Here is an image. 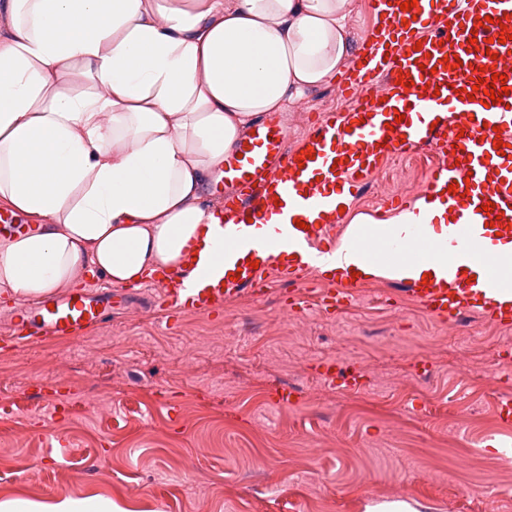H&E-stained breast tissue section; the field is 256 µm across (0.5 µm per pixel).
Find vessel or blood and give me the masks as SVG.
Returning a JSON list of instances; mask_svg holds the SVG:
<instances>
[{
	"label": "vessel or blood",
	"mask_w": 512,
	"mask_h": 512,
	"mask_svg": "<svg viewBox=\"0 0 512 512\" xmlns=\"http://www.w3.org/2000/svg\"><path fill=\"white\" fill-rule=\"evenodd\" d=\"M401 2L369 0L388 23L366 34L362 50L343 66L339 89L352 101L348 111L320 113L294 146L282 117L269 113L225 156L217 179L231 191L215 208L220 236L209 248V271L192 288L178 273L161 280L169 317L210 314L243 293L265 295L274 277L298 280L309 260L327 259L339 244L337 196L354 197L385 161L429 150L437 162L424 194L453 214L443 243L448 273L426 283L403 279L404 290L444 322L475 313L512 324V301L499 300L496 277H459L486 240L512 242V0H417L409 11ZM504 33L509 41H501ZM451 55L459 57V67L448 63ZM495 72L506 75L511 92L490 104L473 82ZM399 113L404 121H396ZM500 141L506 150H497ZM422 232L419 224L403 225L397 235L383 224L356 226L341 244L354 253L400 259L404 241ZM362 286L359 279L340 281L321 295L319 310L350 306ZM123 301L119 289L50 297L37 309H19L14 334L0 344L78 337Z\"/></svg>",
	"instance_id": "vessel-or-blood-1"
}]
</instances>
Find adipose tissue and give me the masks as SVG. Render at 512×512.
I'll return each mask as SVG.
<instances>
[{
  "label": "adipose tissue",
  "mask_w": 512,
  "mask_h": 512,
  "mask_svg": "<svg viewBox=\"0 0 512 512\" xmlns=\"http://www.w3.org/2000/svg\"><path fill=\"white\" fill-rule=\"evenodd\" d=\"M356 0H8L0 35V292L42 299L183 268L212 242L208 179L261 115L333 82L358 50ZM90 83L77 91L74 75ZM447 211L389 215L418 261L321 263L325 275L440 278ZM0 512H120L110 497L0 501Z\"/></svg>",
  "instance_id": "adipose-tissue-1"
}]
</instances>
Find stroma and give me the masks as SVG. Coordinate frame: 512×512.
<instances>
[{"mask_svg": "<svg viewBox=\"0 0 512 512\" xmlns=\"http://www.w3.org/2000/svg\"><path fill=\"white\" fill-rule=\"evenodd\" d=\"M327 85L283 113L290 137L329 109ZM425 157L389 161L347 214L420 196ZM309 271L221 311L168 318L157 282L73 342L0 348V499L105 495L123 512H512V326L430 316L394 280L355 303L314 306ZM309 305L308 313L293 300ZM366 384L325 383V362ZM295 389L276 406L269 388Z\"/></svg>", "mask_w": 512, "mask_h": 512, "instance_id": "stroma-1", "label": "stroma"}]
</instances>
